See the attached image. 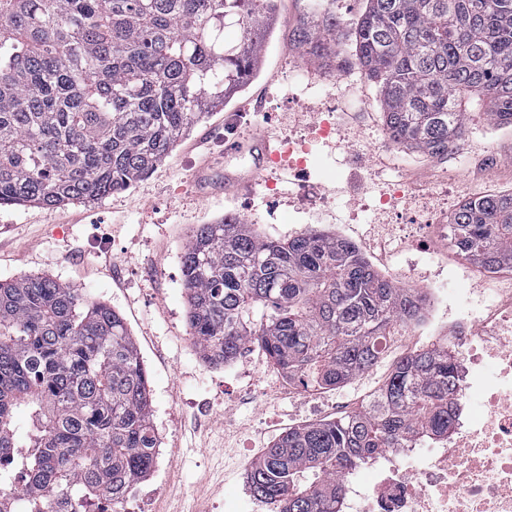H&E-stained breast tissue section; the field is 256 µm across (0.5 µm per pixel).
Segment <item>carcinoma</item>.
<instances>
[{"label": "carcinoma", "instance_id": "obj_1", "mask_svg": "<svg viewBox=\"0 0 512 512\" xmlns=\"http://www.w3.org/2000/svg\"><path fill=\"white\" fill-rule=\"evenodd\" d=\"M276 0H0V207L92 202L147 175L195 119L254 77ZM239 37L228 42L224 29ZM336 15L300 19L306 54L336 56ZM356 58L377 88L389 140L438 157L467 130L471 101L512 127V0H366ZM463 258L512 268V193L448 219ZM187 321L229 362L258 342L288 375L335 388L367 372L417 289L379 274L360 248L313 230L261 238L226 217L200 224L183 256ZM458 381L445 344L397 361L363 409L290 428L250 471L275 512H341L346 472L383 448L441 435ZM148 380L123 317L47 275L0 282V484L28 487L0 512L117 505L156 458ZM28 428L17 435L14 413Z\"/></svg>", "mask_w": 512, "mask_h": 512}]
</instances>
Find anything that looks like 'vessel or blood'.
<instances>
[{
    "instance_id": "obj_1",
    "label": "vessel or blood",
    "mask_w": 512,
    "mask_h": 512,
    "mask_svg": "<svg viewBox=\"0 0 512 512\" xmlns=\"http://www.w3.org/2000/svg\"><path fill=\"white\" fill-rule=\"evenodd\" d=\"M225 155H249L251 164L248 168L228 170L224 173V186L227 189H248L260 181L267 168L284 169L286 154L272 149L267 132L255 133L249 140H236L224 148Z\"/></svg>"
}]
</instances>
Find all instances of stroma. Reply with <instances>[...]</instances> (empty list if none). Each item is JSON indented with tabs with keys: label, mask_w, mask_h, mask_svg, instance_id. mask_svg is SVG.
Wrapping results in <instances>:
<instances>
[{
	"label": "stroma",
	"mask_w": 512,
	"mask_h": 512,
	"mask_svg": "<svg viewBox=\"0 0 512 512\" xmlns=\"http://www.w3.org/2000/svg\"><path fill=\"white\" fill-rule=\"evenodd\" d=\"M303 0H277L278 21L266 40L260 70L244 91L212 107L146 177L96 203L53 209L0 207V280L48 275L109 303L125 320L148 373L151 419L165 430L177 459L158 457L136 487L167 489L158 512H252L229 470L265 453L288 429L346 414L348 401L383 384L394 359L383 355L364 376L296 404L275 374L238 379L233 368L200 370L187 322L181 255L192 230L235 214L261 236L286 240L315 228L370 245L375 269L459 273L471 263L449 245L433 262L410 268L459 203L490 190L512 189V129L469 125L457 152L432 157L390 145L378 93L360 71L328 77L303 57L293 37ZM335 106L333 138L313 140L312 182L323 195L297 199L294 174L261 179L249 193H224V172L249 163L225 156L224 143L265 130L277 141L306 134L316 113ZM359 139L365 153L340 164L341 143ZM208 165L201 191L196 171ZM396 177L417 186L436 224H405L373 209L376 183Z\"/></svg>",
	"instance_id": "1"
}]
</instances>
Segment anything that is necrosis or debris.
I'll list each match as a JSON object with an SVG mask.
<instances>
[{
  "label": "necrosis or debris",
  "instance_id": "necrosis-or-debris-1",
  "mask_svg": "<svg viewBox=\"0 0 512 512\" xmlns=\"http://www.w3.org/2000/svg\"><path fill=\"white\" fill-rule=\"evenodd\" d=\"M480 276L498 286L493 304L449 320L448 293L432 289V306L385 344L412 355L429 327L466 349L448 435L385 449L345 476V512H512V273Z\"/></svg>",
  "mask_w": 512,
  "mask_h": 512
}]
</instances>
